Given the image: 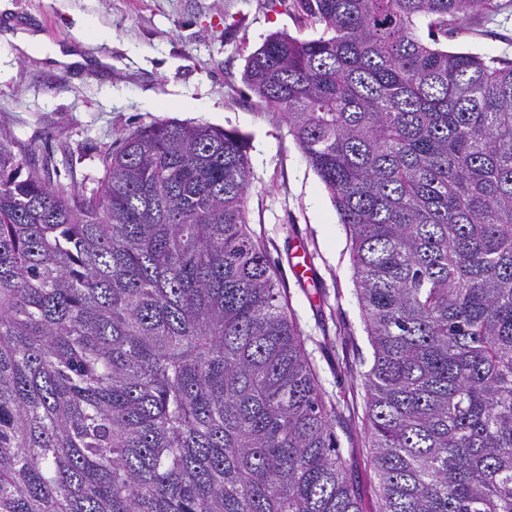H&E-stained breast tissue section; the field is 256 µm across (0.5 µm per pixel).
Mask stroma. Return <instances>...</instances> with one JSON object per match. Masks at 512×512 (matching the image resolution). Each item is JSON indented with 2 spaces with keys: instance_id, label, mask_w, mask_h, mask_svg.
Wrapping results in <instances>:
<instances>
[{
  "instance_id": "1",
  "label": "stroma",
  "mask_w": 512,
  "mask_h": 512,
  "mask_svg": "<svg viewBox=\"0 0 512 512\" xmlns=\"http://www.w3.org/2000/svg\"><path fill=\"white\" fill-rule=\"evenodd\" d=\"M470 18L442 48L512 61V0ZM274 32L300 39L322 28L268 0H0V128L41 153L53 177L93 189L101 155L138 127L161 120L236 130L249 141L250 227L265 246L306 338L324 398L346 424L342 458L374 512L364 375L372 363L353 282L349 240L331 196L288 133L243 80L247 57ZM85 63L51 60L53 48ZM304 244L312 280L291 272Z\"/></svg>"
}]
</instances>
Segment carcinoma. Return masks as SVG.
Returning <instances> with one entry per match:
<instances>
[{
	"mask_svg": "<svg viewBox=\"0 0 512 512\" xmlns=\"http://www.w3.org/2000/svg\"><path fill=\"white\" fill-rule=\"evenodd\" d=\"M295 6L243 79L349 231L376 512H512V61L438 47L495 0ZM248 149L156 121L88 195L0 132V512H363Z\"/></svg>",
	"mask_w": 512,
	"mask_h": 512,
	"instance_id": "1",
	"label": "carcinoma"
}]
</instances>
